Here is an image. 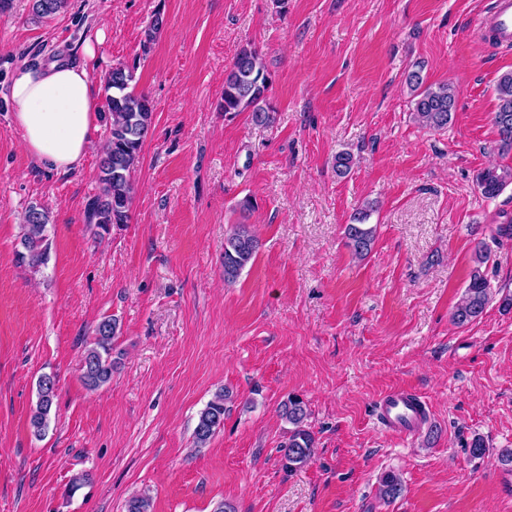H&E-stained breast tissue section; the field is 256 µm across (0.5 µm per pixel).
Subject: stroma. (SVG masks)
<instances>
[{
	"label": "stroma",
	"mask_w": 512,
	"mask_h": 512,
	"mask_svg": "<svg viewBox=\"0 0 512 512\" xmlns=\"http://www.w3.org/2000/svg\"><path fill=\"white\" fill-rule=\"evenodd\" d=\"M494 0H70L31 22L27 0L0 13V512H512V184L489 199L475 177L512 168L492 122L512 50L479 33ZM164 25L140 44L154 13ZM91 63L102 81L132 67L153 102L133 174L128 224L98 238L85 220L101 145L66 175L39 170L11 120L9 86L24 62ZM262 54L276 109L268 125L219 110L241 47ZM448 84V127H421L405 79ZM351 152V172L334 157ZM251 198L254 209L238 204ZM376 202L369 255L344 227ZM46 208L39 270L20 264L21 224ZM259 238L236 283L224 282V235ZM485 241L500 297L473 323L451 314ZM118 321L109 385L91 392L81 359L104 317ZM58 379L56 417L29 429L41 376ZM410 386L429 417L415 434L384 430L378 397ZM227 395L224 426L193 444L200 411ZM301 398L316 439L311 461L283 467ZM485 456L469 450L474 435ZM401 495L379 497L384 473ZM90 474L75 485V477Z\"/></svg>",
	"instance_id": "obj_1"
}]
</instances>
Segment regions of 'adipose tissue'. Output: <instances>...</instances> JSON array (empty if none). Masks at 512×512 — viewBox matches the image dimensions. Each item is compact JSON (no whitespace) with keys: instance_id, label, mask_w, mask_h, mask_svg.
<instances>
[{"instance_id":"adipose-tissue-1","label":"adipose tissue","mask_w":512,"mask_h":512,"mask_svg":"<svg viewBox=\"0 0 512 512\" xmlns=\"http://www.w3.org/2000/svg\"><path fill=\"white\" fill-rule=\"evenodd\" d=\"M24 150L46 173L79 168L96 140L101 93L86 64L67 59L19 65L10 85Z\"/></svg>"}]
</instances>
